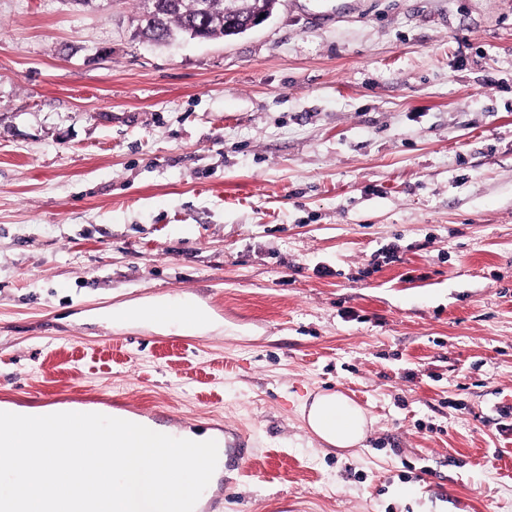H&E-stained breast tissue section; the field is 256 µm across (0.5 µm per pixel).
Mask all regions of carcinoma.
Segmentation results:
<instances>
[{
	"label": "carcinoma",
	"instance_id": "carcinoma-1",
	"mask_svg": "<svg viewBox=\"0 0 512 512\" xmlns=\"http://www.w3.org/2000/svg\"><path fill=\"white\" fill-rule=\"evenodd\" d=\"M278 0H157L150 19L137 18L138 36L165 43L177 36L210 40L238 35L255 13H273Z\"/></svg>",
	"mask_w": 512,
	"mask_h": 512
}]
</instances>
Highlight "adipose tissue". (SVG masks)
<instances>
[{"label": "adipose tissue", "mask_w": 512, "mask_h": 512, "mask_svg": "<svg viewBox=\"0 0 512 512\" xmlns=\"http://www.w3.org/2000/svg\"><path fill=\"white\" fill-rule=\"evenodd\" d=\"M174 302L157 299L146 304L126 305L109 312L112 320H144L161 327L175 326L189 332L208 325L205 310L195 309L188 318L180 317ZM302 415L309 429L324 443L335 448H353L365 438L368 418L365 412L340 392L316 396L304 406Z\"/></svg>", "instance_id": "ef3b65f1"}]
</instances>
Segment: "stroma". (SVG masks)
Wrapping results in <instances>:
<instances>
[{
    "instance_id": "35a3bbf8",
    "label": "stroma",
    "mask_w": 512,
    "mask_h": 512,
    "mask_svg": "<svg viewBox=\"0 0 512 512\" xmlns=\"http://www.w3.org/2000/svg\"><path fill=\"white\" fill-rule=\"evenodd\" d=\"M135 17L0 0V395L244 430L213 512H512V0ZM156 298L211 323L98 316ZM336 390L362 447L302 420ZM142 1L137 0L138 36L147 42L165 43L177 36L210 40L238 35L237 28L248 25L255 13L273 14L278 0H156L157 10L150 19H142ZM233 24L224 27V21ZM268 20L257 18L250 27Z\"/></svg>"
}]
</instances>
